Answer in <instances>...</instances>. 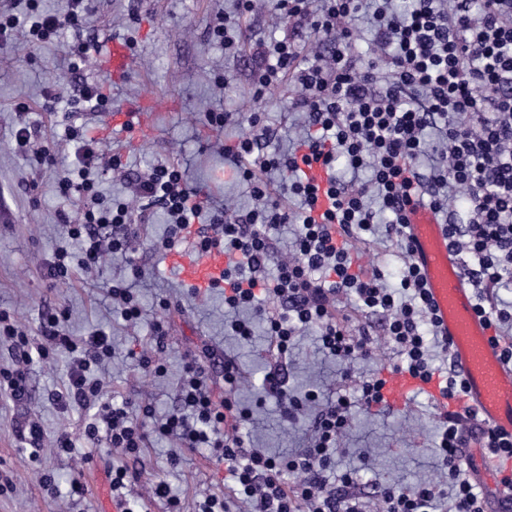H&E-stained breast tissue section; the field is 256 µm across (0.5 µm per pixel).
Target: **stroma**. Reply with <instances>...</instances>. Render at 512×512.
Returning a JSON list of instances; mask_svg holds the SVG:
<instances>
[{"instance_id": "35a3bbf8", "label": "stroma", "mask_w": 512, "mask_h": 512, "mask_svg": "<svg viewBox=\"0 0 512 512\" xmlns=\"http://www.w3.org/2000/svg\"><path fill=\"white\" fill-rule=\"evenodd\" d=\"M92 28L70 30L60 39L31 47L23 31L0 42V311L9 312L32 338H40L39 314L47 307L68 310L71 335L85 336L101 329L109 334L116 355L102 372L107 392L115 401L144 399L158 415L174 405L186 353L213 352L216 360L235 357L241 369L239 393L252 404L257 427L255 440L273 454L302 447L304 427L284 430L272 403L256 405L265 363L263 327H255L250 341L240 342L224 334V294L214 288L192 293L173 269L163 252L154 250V241L167 234L160 208L149 210V219L140 227L133 244V257L142 275L130 279L128 259L111 256L93 273H77L71 280L48 286L44 279L46 263L56 247L64 245L58 210L77 213L79 199L64 200L57 191V173L36 165L32 154L20 152L14 142L19 120L38 128L55 146L63 164L74 159V144L66 136L68 127H81L97 139L104 155L119 156L122 166L107 170L101 189L109 196H121L131 177L146 173L157 163H176L211 194L216 205L233 199L246 205L250 198L245 186L225 171L218 150L221 131L211 128L207 113L223 110L248 113L247 95L250 53L225 55L213 41L210 28L218 13L232 12L234 0H97ZM114 37L128 40L133 64L127 77L109 80L96 68L95 55H88L79 70H71L72 52L84 42L105 44ZM233 78L230 88L217 83L221 74ZM60 85L69 100L68 108L56 106L48 97L53 85ZM102 84L107 88L109 106L141 98L160 104L151 134L146 138L111 131L104 111L86 109L81 97L85 87ZM298 94L292 84L272 90L261 109L275 130V143H286L288 129L298 121L291 106ZM26 104V115H18V104ZM131 280L142 297L144 318L126 322L113 307L104 287L112 281ZM168 298L173 308L159 302ZM161 319L168 325L163 346H156L150 324ZM157 350L165 367L156 375L139 368L131 352ZM392 352L378 359L359 363L353 379L343 380L336 367L319 353L313 333L297 337L294 364L289 382L294 389L319 390L322 394L339 389L355 390L359 378L370 375L390 362ZM68 357L58 353L48 361L30 367L31 398L16 403L0 392V474L14 477L12 490L0 494V512H99L109 488L104 470L108 458L95 452L90 463L82 458L91 442L84 434L89 411L83 407L60 408L50 400L52 391L63 389ZM39 422L44 439L38 461H31L28 448L19 443L16 426L25 420ZM439 418L429 398L412 396L398 415L358 414L342 441L345 459L358 464L367 455L369 467L361 476L367 481H398L411 484L433 480L438 475L436 435ZM68 434L71 453L57 451L56 439ZM134 478L132 494L145 496L155 478L166 479L183 503L189 504L209 493L224 489V471L209 458L206 449L177 448L164 439H152L141 459H127ZM55 476L63 489L54 499L46 497L42 475ZM86 486L84 496L68 492L72 478Z\"/></svg>"}]
</instances>
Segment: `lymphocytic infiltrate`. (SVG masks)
<instances>
[{"mask_svg":"<svg viewBox=\"0 0 512 512\" xmlns=\"http://www.w3.org/2000/svg\"><path fill=\"white\" fill-rule=\"evenodd\" d=\"M66 13L34 11L26 36L32 46L69 29L88 26L93 0H69ZM285 25L282 37L256 41L250 100L292 82L294 106L305 117L301 136L287 148H263L269 127L263 112H211L208 122L224 130V161L251 185L248 207L226 212L210 205L186 168L154 165L130 182L132 197L159 205L168 224L160 249L174 248L181 233L199 224L201 248L218 247L231 262L224 270V333L247 338L263 324L270 339L262 400L273 401L281 419L305 423L306 446L273 455L250 437L253 414L238 389L241 373L224 360V391L215 393L208 373L192 354L182 361L176 404L156 419L148 402L132 405L106 398L96 377L99 364L115 353L103 331L70 336L61 308L41 311L42 343L0 311V345L17 362L0 368V391L12 399L29 395V367L55 352L69 358L67 383L52 393L58 405L91 408L88 438H105L113 452L140 456L151 437L180 447L207 449L234 481L228 494H209L191 512H484L481 488L461 474V456L477 435L488 456L512 461V439L493 429L471 430V410L438 408V480L407 486L390 482L366 491L358 468L328 483L340 441L354 422V406L389 415L382 373L359 379L358 401L340 392L317 399L290 392L288 352L298 336L314 331L319 352L342 378L358 362L377 358L379 340L397 356L388 370L428 380L439 378L443 395L458 400L463 382L452 366L447 339L419 276L406 237L403 212L413 203L448 217V236L476 288V310L493 330L505 363L512 365V311L502 292H512V0H272ZM372 34V55L361 59L353 46L358 21ZM325 42L332 55L304 52L309 39ZM248 121L251 135L238 134ZM38 131L19 122L18 149L32 151L40 167L59 170L58 191L84 202L77 215L59 212L64 234L77 251L56 249L45 277L55 284L74 268L96 270L105 255H129L139 236L131 199L106 201L100 189L96 141L72 128L77 170L60 169ZM320 164L317 184L306 172ZM284 176L281 187L256 179L255 170ZM325 210H318L319 200ZM380 235L398 251V286L384 271L365 270L354 249L364 234ZM387 317L382 339L356 327L358 316Z\"/></svg>","mask_w":512,"mask_h":512,"instance_id":"obj_1","label":"lymphocytic infiltrate"}]
</instances>
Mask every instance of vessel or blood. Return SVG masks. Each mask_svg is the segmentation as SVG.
Wrapping results in <instances>:
<instances>
[{
	"instance_id": "vessel-or-blood-1",
	"label": "vessel or blood",
	"mask_w": 512,
	"mask_h": 512,
	"mask_svg": "<svg viewBox=\"0 0 512 512\" xmlns=\"http://www.w3.org/2000/svg\"><path fill=\"white\" fill-rule=\"evenodd\" d=\"M131 63L127 43L111 38L97 57V69L114 80L122 79ZM155 102L122 106L108 122L113 126L137 125L140 131L152 127ZM407 238L425 283L443 336L452 350V363L464 386L462 406L476 412L480 422L512 435V366L506 365L501 348L491 339L485 319L476 311L475 289L465 275L457 252L448 243V230L440 216L423 205L406 207ZM166 260L178 275L195 288L205 290L222 278L228 259L223 250L196 248L171 250ZM417 393L435 403L443 397L438 380L423 381L407 373L387 374L383 396L395 407L404 406ZM480 458L470 476L480 484L485 496V512H512V499H505L500 485L487 482L488 459L481 448L471 447Z\"/></svg>"
}]
</instances>
